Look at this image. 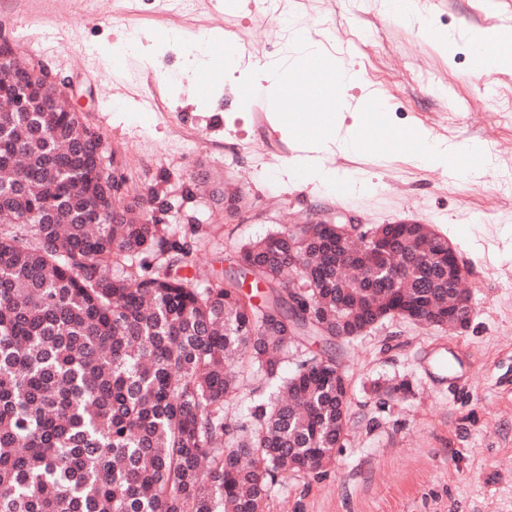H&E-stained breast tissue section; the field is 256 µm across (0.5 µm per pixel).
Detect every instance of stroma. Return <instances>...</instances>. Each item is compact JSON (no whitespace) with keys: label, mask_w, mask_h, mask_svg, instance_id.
I'll return each instance as SVG.
<instances>
[{"label":"stroma","mask_w":512,"mask_h":512,"mask_svg":"<svg viewBox=\"0 0 512 512\" xmlns=\"http://www.w3.org/2000/svg\"><path fill=\"white\" fill-rule=\"evenodd\" d=\"M310 38L326 77L355 73L357 153L320 154L326 186L298 171L307 143L336 136L331 112L280 108L257 65L286 70ZM512 28V0H0L18 55L76 86L126 185L114 207L155 188L172 272L197 287L236 269L239 249L309 220L428 224L468 274L466 331L388 319L336 358L350 382L348 440L318 477L277 484L267 512H512V69H477L474 36ZM224 78L184 75L200 34ZM150 37L152 57H104L117 34ZM371 34L373 48L362 37ZM481 146L478 175L423 166L424 141ZM406 384L407 393L387 395Z\"/></svg>","instance_id":"obj_1"}]
</instances>
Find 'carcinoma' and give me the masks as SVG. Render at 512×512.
Masks as SVG:
<instances>
[{"label":"carcinoma","mask_w":512,"mask_h":512,"mask_svg":"<svg viewBox=\"0 0 512 512\" xmlns=\"http://www.w3.org/2000/svg\"><path fill=\"white\" fill-rule=\"evenodd\" d=\"M101 141L67 112H0V512H265L281 478L325 473L346 440L347 376L314 356L283 380L288 348L336 339L371 306L435 325L450 298L434 247L400 224L391 252L348 245L338 261L327 224L291 245L273 232L239 252L258 302L234 276H140L134 259L189 251L139 222L156 191L122 212L99 202L85 161ZM365 260L367 278L346 277ZM287 269L318 324L288 314ZM251 373L276 392L232 424L224 405Z\"/></svg>","instance_id":"obj_1"}]
</instances>
